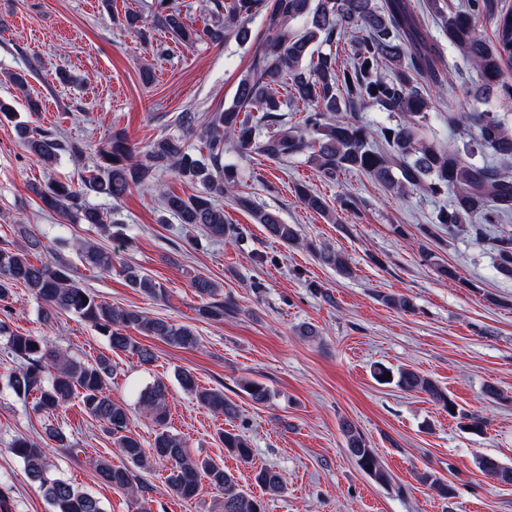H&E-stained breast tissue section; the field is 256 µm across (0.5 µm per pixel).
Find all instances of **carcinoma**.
I'll return each instance as SVG.
<instances>
[{"instance_id": "carcinoma-1", "label": "carcinoma", "mask_w": 512, "mask_h": 512, "mask_svg": "<svg viewBox=\"0 0 512 512\" xmlns=\"http://www.w3.org/2000/svg\"><path fill=\"white\" fill-rule=\"evenodd\" d=\"M154 5L156 21L186 46L203 39L221 45L232 35L245 42L248 25L258 17L267 20L266 41L255 52L250 74L239 81L233 104L209 122L207 154L190 156L184 138L174 135L154 140L141 153L123 133L116 132L97 151L93 165L81 177V186L55 179L43 187H31L42 210L59 213L74 224H90L108 236L112 213L93 205L89 196L118 201L135 187L148 188L155 172L172 169L183 181L203 187L191 196H162L164 209L179 223L198 225L212 238H234L236 227L225 223L224 206L217 203V198L228 193L238 206L252 212L270 237L290 246L299 244L297 225L283 223L275 211L235 191L237 173L224 165V153L233 149L272 161L307 152L325 180L356 172L403 197L418 191L432 196L449 194V203L437 210L433 223L441 225L450 238L462 233L478 238L482 225L499 224L512 213V176L505 168L512 163V129L494 113L478 108L492 97L512 99V84L502 79L503 68L512 63V10L501 6L500 0H466L464 8L457 10L448 8L447 0H422L417 9L410 0H210V22L201 30L184 22L172 0H154ZM423 14L433 18L448 45L477 76V82L466 89L473 101L470 111L448 116L452 124L466 129L468 141L460 146L444 144L429 133L427 121L434 100L455 93L456 87L450 73L439 67L441 51L425 30ZM486 23L493 25L491 40L484 35ZM341 44L350 47L345 61L337 55ZM8 80L23 93L28 111H41L40 100L28 93V72L14 71ZM290 101L306 111L303 120L291 125L283 113ZM369 107L393 115V124L372 131L361 118ZM19 134L26 150L46 165H53L65 151L82 154L77 144L49 130L22 126ZM477 153H487L496 162L476 161ZM295 192L307 209L332 220L325 197L304 184ZM42 247L43 242L31 234L25 236L23 245L0 241L1 302L9 300L14 286L21 283L43 304L45 323L51 326L60 315H76L107 338L113 354L135 358L141 366L152 365L156 354L132 336L134 332L175 348L199 346L198 336L186 325L97 300L66 263L33 264L31 253ZM495 250L496 271L512 279V237L497 239ZM313 253L319 263L346 276L352 273L343 253L329 247ZM82 254L102 271L114 267L112 253L95 242L83 243ZM422 254L439 276L457 279L455 267L437 261L434 251L424 249ZM120 268L128 287L149 297L164 296L161 285L140 267L122 262ZM192 288L201 299V317L224 318V301L217 299L218 283L197 276ZM7 344L18 360L9 376V387L16 396L32 399V409L47 416L76 399L110 435L126 464L115 466L98 458L91 465L103 482L133 500L136 512H152V499L146 496L137 471L157 463L168 468L167 486L181 500L196 499L202 481H207L223 495L222 512H266L264 494L285 490L282 475L273 468L255 471L254 483L261 490L258 497L242 488L224 465L190 454L186 441L169 430V389L164 381L147 386L140 395L141 410L156 427L153 443L145 448L129 428V408L108 393L117 369L111 358L103 355L91 363L81 361L49 344L46 337L31 333L12 332ZM388 373L387 383L394 382L406 392L425 393L450 416L462 419L463 426L483 430L482 417L460 410L432 378L409 368L394 373L382 364L374 367L376 378ZM175 378L203 407L229 422L237 419L238 407L223 390L199 386L187 369L178 370ZM239 387L258 404L272 397L271 390L255 380L243 379ZM341 428L359 468L372 480L387 483L389 474L375 449L350 422H342ZM220 440L229 456L244 466L251 464L254 450L243 435L224 430ZM12 450L54 512H102L90 493L50 474L47 449L20 437ZM477 466L484 474L497 476L499 483L512 485L511 465L482 456ZM421 480L442 497L453 494L432 472L422 473Z\"/></svg>"}]
</instances>
